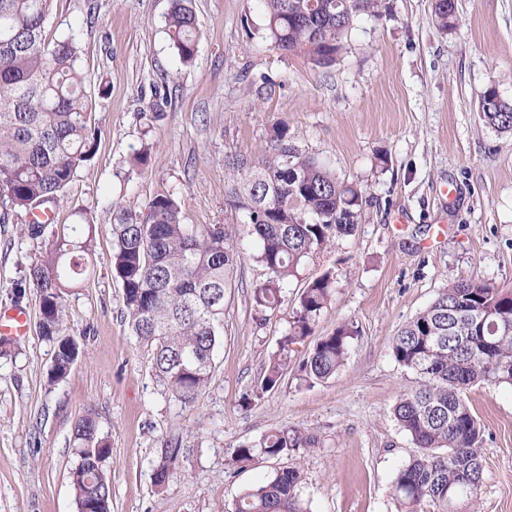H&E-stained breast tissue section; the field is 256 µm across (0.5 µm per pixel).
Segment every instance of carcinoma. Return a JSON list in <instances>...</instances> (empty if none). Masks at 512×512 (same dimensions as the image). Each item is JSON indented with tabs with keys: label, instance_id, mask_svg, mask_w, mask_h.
Masks as SVG:
<instances>
[{
	"label": "carcinoma",
	"instance_id": "obj_1",
	"mask_svg": "<svg viewBox=\"0 0 512 512\" xmlns=\"http://www.w3.org/2000/svg\"><path fill=\"white\" fill-rule=\"evenodd\" d=\"M51 0H0V192L11 208L32 213L58 203L69 184L95 155L76 36L51 39L46 23ZM269 36L282 50L300 53L318 68L336 64L344 36L362 15L379 16L380 0H258ZM455 0H433L435 22L453 26ZM171 41L181 61L196 55L199 29L191 0H172L167 15ZM481 111L493 127L512 131V102L489 90ZM228 204L243 213L257 245L254 259L268 271L254 288L257 309L274 310L298 268L334 240L353 235L363 190L336 178L317 157L277 134L268 154L231 156ZM90 217L79 214L71 232L55 236L42 262L30 269L27 288L40 300V333L52 343L50 379L66 378L79 345L62 329L67 289L87 271L92 254ZM240 252L222 224L201 229L182 222L170 194L150 200L147 211L119 209L112 222V275L121 284L124 316L137 340L152 349V369L164 391L192 404L210 385L213 356L224 321ZM334 272L325 271L300 294L288 335L279 341L252 399L273 390L292 361L293 345L312 326L334 292ZM491 313L479 332L467 325L470 312ZM357 327L344 322L320 337L298 363L301 379L321 382L344 363ZM392 355L418 375L417 386L393 407L400 427L419 448L398 472L393 492L401 512H419L429 500L439 512H459L474 499L483 479V429L468 405L476 385L512 387V290L462 278L405 324ZM315 439L286 426L275 427L251 445L233 449L234 463L286 456ZM77 461L70 472L77 512H110L112 485L104 468L111 445L98 416L88 412L74 430ZM182 440L163 441L152 483L163 489L183 466ZM298 469L285 467L247 489L235 512H306L298 497Z\"/></svg>",
	"mask_w": 512,
	"mask_h": 512
}]
</instances>
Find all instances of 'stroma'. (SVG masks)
<instances>
[{"mask_svg":"<svg viewBox=\"0 0 512 512\" xmlns=\"http://www.w3.org/2000/svg\"><path fill=\"white\" fill-rule=\"evenodd\" d=\"M432 3L382 0L381 17L358 18L336 65L321 69L273 45L257 0H192L199 42L189 64L166 33L171 0H52L46 30L77 35L98 130L97 152L54 224L88 213L95 247L89 274L63 299V328L82 352L53 382L39 300L24 287L52 234L29 237L22 210L0 222V309L21 305L29 316L24 338L0 344V512H77L73 429L89 411L111 443V512H234L245 489L285 466L303 474L307 512H398L394 479L416 453L392 413L416 381L392 355L398 330L455 280L512 289V133L486 125L479 106L489 89L512 102V0H455L447 31ZM281 128L360 187L365 203L354 235L301 265L282 304L262 313L252 290L267 271L228 204L224 159L266 154ZM140 152L147 162L137 166ZM163 192L177 199L184 223L226 225L242 250L212 381L190 405L168 397L153 375L152 352L131 335L112 275L114 208L142 212ZM328 270L332 299L294 357L346 321L359 333L343 365L314 384L288 369L277 388L243 407L299 294ZM468 399L484 428V470L464 510L512 512V387L476 386ZM281 425L316 444L232 463L233 448ZM172 436L186 459L158 492L156 450Z\"/></svg>","mask_w":512,"mask_h":512,"instance_id":"obj_1","label":"stroma"}]
</instances>
